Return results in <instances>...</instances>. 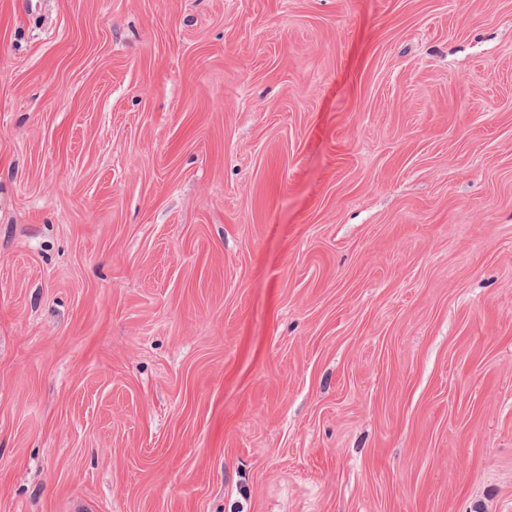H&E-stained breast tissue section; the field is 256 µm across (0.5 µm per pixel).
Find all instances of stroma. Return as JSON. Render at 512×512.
Returning <instances> with one entry per match:
<instances>
[{
	"instance_id": "1",
	"label": "stroma",
	"mask_w": 512,
	"mask_h": 512,
	"mask_svg": "<svg viewBox=\"0 0 512 512\" xmlns=\"http://www.w3.org/2000/svg\"><path fill=\"white\" fill-rule=\"evenodd\" d=\"M512 512V0H0V512Z\"/></svg>"
}]
</instances>
